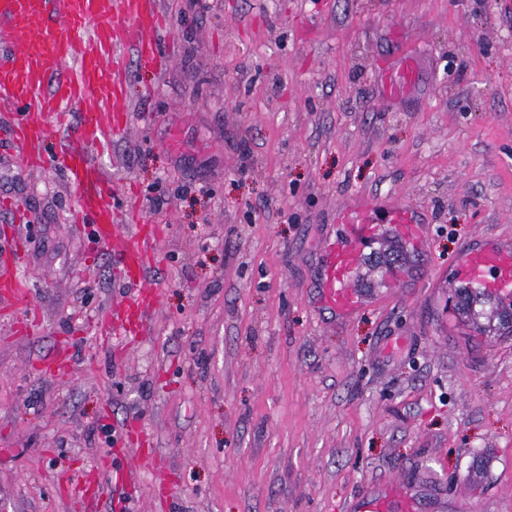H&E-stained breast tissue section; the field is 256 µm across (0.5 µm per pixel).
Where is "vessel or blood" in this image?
I'll return each instance as SVG.
<instances>
[{"label":"vessel or blood","instance_id":"obj_1","mask_svg":"<svg viewBox=\"0 0 512 512\" xmlns=\"http://www.w3.org/2000/svg\"><path fill=\"white\" fill-rule=\"evenodd\" d=\"M161 23L157 0H0V108L17 113L5 131L26 166L42 164L41 144L49 124L69 126L66 107L75 103L84 114L56 159L57 166L81 190L76 223H92L98 244L113 247L122 257L120 276L139 286L137 297L104 314L100 332L135 336L158 301L153 288H141L156 252L157 230L150 224L119 229L115 195L89 150L108 144L121 131L126 111L127 77L115 57L124 50L141 64L158 66L162 56L153 38ZM411 63L385 72V96L394 99L414 82ZM70 127V126H69ZM377 201L361 198L336 212L338 231L319 258L317 301L336 315L357 313L363 297L351 283L362 261L365 243L392 226L407 240L421 241L424 228L414 210L392 206L386 225L376 224ZM0 257V305L32 310L31 294L14 271L15 252ZM457 280L495 295L512 294V241L472 239L449 264ZM417 495L396 483L363 492L359 512H414Z\"/></svg>","mask_w":512,"mask_h":512}]
</instances>
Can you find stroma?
Here are the masks:
<instances>
[{
	"label": "stroma",
	"instance_id": "1",
	"mask_svg": "<svg viewBox=\"0 0 512 512\" xmlns=\"http://www.w3.org/2000/svg\"><path fill=\"white\" fill-rule=\"evenodd\" d=\"M159 2L165 64L126 55L128 122L94 156L120 223L160 231L138 341L88 329L131 291L72 220L66 132L38 169L0 150V252L24 243L35 308L0 320V512H346L386 482L415 512H512V333L463 325L448 274L464 241L512 239V0ZM360 195L427 235L373 243L342 319L315 263ZM414 70L410 62L404 63L397 69H387L385 72V96L394 99L406 92L414 82Z\"/></svg>",
	"mask_w": 512,
	"mask_h": 512
}]
</instances>
